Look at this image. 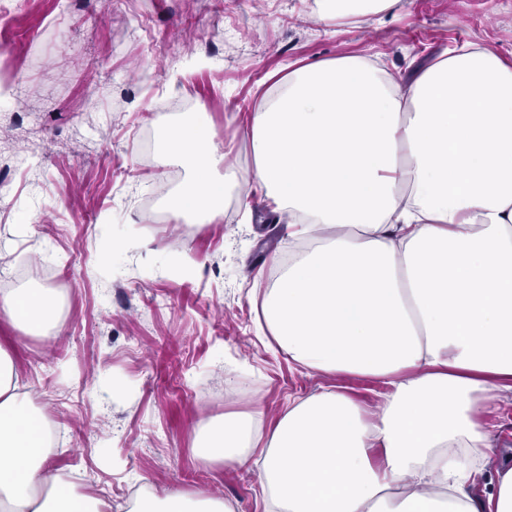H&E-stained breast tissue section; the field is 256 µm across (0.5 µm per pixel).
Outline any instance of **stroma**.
Wrapping results in <instances>:
<instances>
[{"label":"stroma","mask_w":512,"mask_h":512,"mask_svg":"<svg viewBox=\"0 0 512 512\" xmlns=\"http://www.w3.org/2000/svg\"><path fill=\"white\" fill-rule=\"evenodd\" d=\"M316 11V0H26L0 20V49L25 87L0 106V277L60 299L50 337L0 321V346L60 433L49 465L112 512H127L138 483L265 512L257 471L198 459V430L256 409L271 428L288 401L325 390L370 409L387 390L277 350L259 295L270 255L296 241L263 195L212 224H182L166 196L162 222L143 209L159 186L187 180L179 164L160 166L154 139L185 94L192 118L246 166L251 110L288 62L367 56L406 75L468 43L512 59V0H405L377 23H320ZM178 251L196 276L173 272ZM481 421L490 458L472 493L484 500L512 457V391Z\"/></svg>","instance_id":"1"}]
</instances>
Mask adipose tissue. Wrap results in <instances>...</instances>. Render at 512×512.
<instances>
[{
    "label": "adipose tissue",
    "mask_w": 512,
    "mask_h": 512,
    "mask_svg": "<svg viewBox=\"0 0 512 512\" xmlns=\"http://www.w3.org/2000/svg\"><path fill=\"white\" fill-rule=\"evenodd\" d=\"M403 0H320V21L393 15ZM254 162L229 164L211 128L156 130L190 178L172 202L224 218L261 193L306 244L261 312L300 366L383 381L372 409L344 393L199 430L196 457L260 470L268 512H512V466L487 502L483 408L512 391V63L472 44L408 76L363 56L281 70L253 110ZM48 288L0 291V320L48 335ZM48 421L0 347V512H108L49 469ZM131 512H233L204 492L147 494Z\"/></svg>",
    "instance_id": "obj_1"
}]
</instances>
